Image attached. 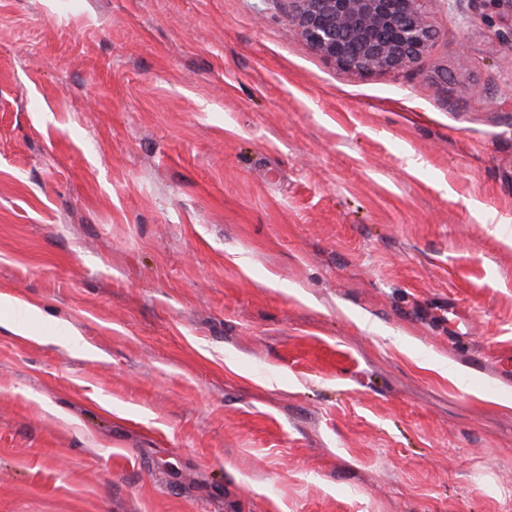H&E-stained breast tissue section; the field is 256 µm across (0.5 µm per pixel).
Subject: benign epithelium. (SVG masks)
Returning a JSON list of instances; mask_svg holds the SVG:
<instances>
[{
	"mask_svg": "<svg viewBox=\"0 0 512 512\" xmlns=\"http://www.w3.org/2000/svg\"><path fill=\"white\" fill-rule=\"evenodd\" d=\"M297 34L337 68L368 78L424 58L435 34L427 0H289Z\"/></svg>",
	"mask_w": 512,
	"mask_h": 512,
	"instance_id": "benign-epithelium-1",
	"label": "benign epithelium"
}]
</instances>
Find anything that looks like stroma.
<instances>
[{
	"instance_id": "1",
	"label": "stroma",
	"mask_w": 512,
	"mask_h": 512,
	"mask_svg": "<svg viewBox=\"0 0 512 512\" xmlns=\"http://www.w3.org/2000/svg\"><path fill=\"white\" fill-rule=\"evenodd\" d=\"M426 9L362 78L288 0H0V512H512V17Z\"/></svg>"
}]
</instances>
